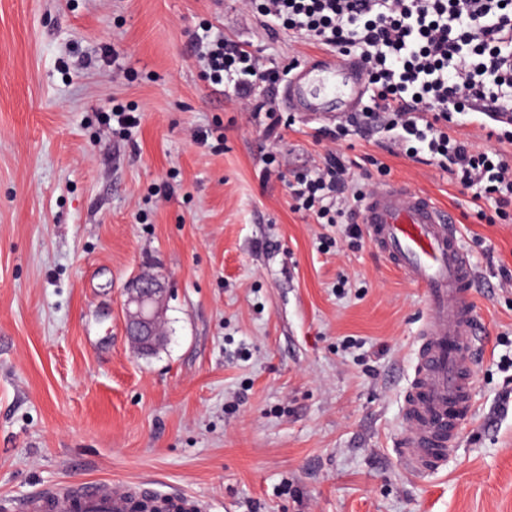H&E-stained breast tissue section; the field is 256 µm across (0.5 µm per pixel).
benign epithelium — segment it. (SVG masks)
Segmentation results:
<instances>
[{"instance_id":"7a95c632","label":"benign epithelium","mask_w":512,"mask_h":512,"mask_svg":"<svg viewBox=\"0 0 512 512\" xmlns=\"http://www.w3.org/2000/svg\"><path fill=\"white\" fill-rule=\"evenodd\" d=\"M124 326L131 348L145 355L166 342V288L160 275L141 272L132 276L124 290Z\"/></svg>"}]
</instances>
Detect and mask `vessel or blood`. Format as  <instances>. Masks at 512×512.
Instances as JSON below:
<instances>
[{
	"instance_id": "vessel-or-blood-1",
	"label": "vessel or blood",
	"mask_w": 512,
	"mask_h": 512,
	"mask_svg": "<svg viewBox=\"0 0 512 512\" xmlns=\"http://www.w3.org/2000/svg\"><path fill=\"white\" fill-rule=\"evenodd\" d=\"M367 83L357 60L318 57L293 73L280 92L290 112L323 115L359 110ZM361 222L372 248L424 292L425 313L403 406L407 423L397 446L411 471L426 476L445 466L473 410L472 348L477 320L470 298L477 275L457 217L427 195L388 181L368 195ZM198 499L108 480L38 491L19 512H201Z\"/></svg>"
}]
</instances>
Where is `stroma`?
<instances>
[{
    "label": "stroma",
    "instance_id": "35a3bbf8",
    "mask_svg": "<svg viewBox=\"0 0 512 512\" xmlns=\"http://www.w3.org/2000/svg\"><path fill=\"white\" fill-rule=\"evenodd\" d=\"M206 23L278 71L324 52L257 0H0V512L94 480L208 512H512V222L479 220L471 191L386 134L347 137L351 191L384 164L452 209L481 281L473 412L417 476L396 444L423 293L348 238L353 215L293 209L288 183L323 166L313 132L337 118L276 101L267 135L204 77ZM115 105L141 113L133 135ZM142 270L168 288L148 356L122 317Z\"/></svg>",
    "mask_w": 512,
    "mask_h": 512
}]
</instances>
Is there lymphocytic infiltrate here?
I'll use <instances>...</instances> for the list:
<instances>
[{
	"instance_id": "f902f5d3",
	"label": "lymphocytic infiltrate",
	"mask_w": 512,
	"mask_h": 512,
	"mask_svg": "<svg viewBox=\"0 0 512 512\" xmlns=\"http://www.w3.org/2000/svg\"><path fill=\"white\" fill-rule=\"evenodd\" d=\"M271 23L304 33L341 56H360L373 107L321 127L318 141L385 131L406 155L448 171L492 209L489 223L512 218V156L480 151L452 135L467 114L494 121L487 135L512 144V0H266ZM193 47L206 79L241 100L268 80L269 67L237 41L203 27ZM343 157H328L289 185L294 208L325 218L349 186Z\"/></svg>"
}]
</instances>
